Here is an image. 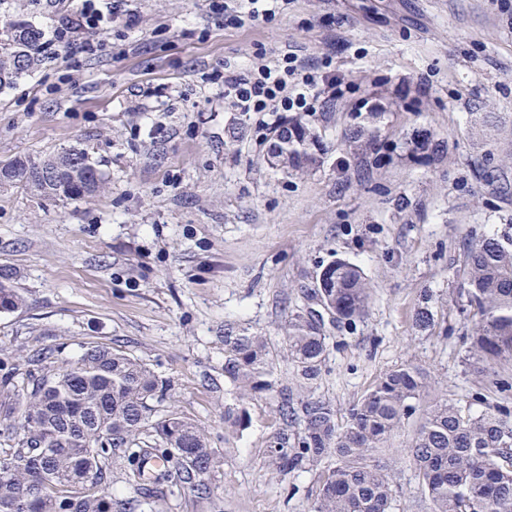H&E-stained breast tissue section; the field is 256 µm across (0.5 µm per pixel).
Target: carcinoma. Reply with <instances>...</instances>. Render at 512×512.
<instances>
[{
  "instance_id": "1",
  "label": "carcinoma",
  "mask_w": 512,
  "mask_h": 512,
  "mask_svg": "<svg viewBox=\"0 0 512 512\" xmlns=\"http://www.w3.org/2000/svg\"><path fill=\"white\" fill-rule=\"evenodd\" d=\"M43 52L42 32L23 21L9 24L0 43V89L32 70ZM347 142L355 153L380 155L388 144L359 122ZM299 142L278 154L277 167L304 173L319 166L323 140L305 113L287 121ZM104 174L88 155L70 147L47 158L0 162V185H21L40 197L70 200L102 188ZM458 309L471 325L469 352L490 361L512 358V223L469 239L457 274ZM14 273L0 268V308L24 299ZM314 296L337 322L353 326L369 311L370 287L356 266L337 260L316 278ZM288 360L304 381L315 380L326 358L322 320L311 312L288 316L282 327ZM54 351L28 358V369L0 368V413L8 424L0 448V512H134V501L114 503L111 469L144 495L164 485L210 494L208 477L223 464L205 426L177 413H159L170 382L146 363L116 348L88 345L73 361L51 363ZM224 377L240 398L276 388L267 337L224 326ZM424 372L408 363L381 376L354 403L344 421L333 405L306 396L295 408L281 393L283 424L299 422L294 437L282 429L270 461L286 475L329 459L311 490L313 512H392L396 488L378 452L415 410ZM406 455L428 512H512V408L498 402L481 412L446 399L437 402L409 441Z\"/></svg>"
}]
</instances>
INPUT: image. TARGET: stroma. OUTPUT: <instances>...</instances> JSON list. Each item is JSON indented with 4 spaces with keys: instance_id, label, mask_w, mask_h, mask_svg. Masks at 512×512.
I'll return each instance as SVG.
<instances>
[{
    "instance_id": "1",
    "label": "stroma",
    "mask_w": 512,
    "mask_h": 512,
    "mask_svg": "<svg viewBox=\"0 0 512 512\" xmlns=\"http://www.w3.org/2000/svg\"><path fill=\"white\" fill-rule=\"evenodd\" d=\"M272 20L219 22L205 0H131L104 49L68 70L53 54L0 91V160L83 149L108 182L80 200L0 185V267L23 305L0 313V363L40 348L123 349L171 382L162 409L197 420L224 456L199 498L179 486L140 512H310L323 469L280 475L267 450L276 395L239 403L224 381V326L281 347L288 315L309 310L316 277L341 259L371 288L353 327L325 318L314 396L338 418L384 373L428 374L416 411L381 455L399 487L393 512H423L404 448L429 407L499 402L512 360L466 354L454 303L462 244L512 222V0H269ZM54 0H0V29L50 32ZM293 50L336 73L340 91L311 121L328 152L303 175L268 166L256 122L230 111L211 74ZM382 138L427 131L438 152L378 165L344 141L351 112ZM494 171L484 181L480 169ZM431 321L419 325L418 311ZM246 410L240 428L226 410Z\"/></svg>"
}]
</instances>
